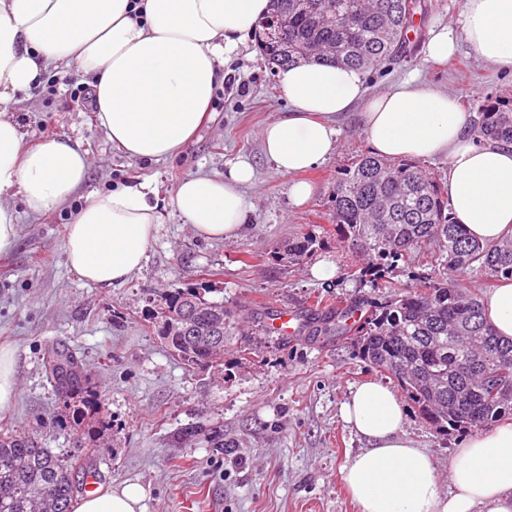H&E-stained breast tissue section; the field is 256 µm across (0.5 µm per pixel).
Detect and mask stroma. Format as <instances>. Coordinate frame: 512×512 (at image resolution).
<instances>
[{
  "instance_id": "stroma-1",
  "label": "stroma",
  "mask_w": 512,
  "mask_h": 512,
  "mask_svg": "<svg viewBox=\"0 0 512 512\" xmlns=\"http://www.w3.org/2000/svg\"><path fill=\"white\" fill-rule=\"evenodd\" d=\"M465 0H421L412 56L367 75L377 93L416 75L454 96L477 117L487 98L512 104V73L492 67L468 44L444 63L427 60L431 28L459 20ZM216 88L214 115L178 157L126 158L95 122L94 109L69 108L81 81L73 70L49 69L43 86L20 97L13 113L25 141L52 137L82 141L89 153L87 180L74 203L137 177L154 176L168 196L196 172L223 174L244 158L255 178L246 195L251 224L239 238H197L179 216L167 218L151 241L143 268L124 284L97 286L81 279L64 256L71 209L23 217L16 248L0 256V344L18 350V395L0 409V429L37 438L65 463L89 458L102 486L137 482L148 490L145 512H358L347 496L341 468L366 446L344 423L340 407L367 380L394 386L387 373L368 367L353 340L343 336L278 335L270 317L288 308L306 312L317 299L338 306L383 299L415 285L423 268L399 261L382 280L362 272L366 253L343 242L329 215L338 172L370 146L357 110L337 118L336 151L306 173L313 186L301 206L288 196L291 176L263 154L262 131L287 111L273 73L254 41L241 45ZM316 238L304 260H287L293 241ZM330 263L334 278L316 279L312 268ZM174 288L196 290L223 303L224 371L192 370L161 344L153 327L159 301ZM79 359L103 407V423L76 425L45 377L43 357L52 347ZM406 432L428 449L447 476L465 432H441L408 408ZM231 438L234 453L181 436L188 424Z\"/></svg>"
}]
</instances>
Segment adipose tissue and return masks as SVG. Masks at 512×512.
I'll return each mask as SVG.
<instances>
[{"instance_id":"adipose-tissue-1","label":"adipose tissue","mask_w":512,"mask_h":512,"mask_svg":"<svg viewBox=\"0 0 512 512\" xmlns=\"http://www.w3.org/2000/svg\"><path fill=\"white\" fill-rule=\"evenodd\" d=\"M268 0H0V254L14 250L21 212L42 215L68 205L84 185L88 152L81 141L24 143L10 110L54 66L74 69L91 88L95 121L127 158L176 156L207 118L224 64L252 32ZM464 34L484 59L512 71V0H465L458 26L431 30L428 56L445 60ZM289 112L262 132L267 158L292 175L337 149L334 120L365 101L370 148L388 159H448L444 187L455 223L470 237H512V146L473 135L456 98L416 79L365 95L361 71L311 61L279 71ZM254 178L249 161L224 175L184 178L159 199L143 178L95 193L73 213L64 252L68 265L100 286L123 284L147 259L166 214L201 238L235 239L247 227L242 192ZM22 207H15L14 197ZM344 422L367 442L341 471L359 512H512V422L467 436L441 487L427 449L404 428L406 407L386 385H359L341 407ZM143 485L100 487L72 512H143Z\"/></svg>"}]
</instances>
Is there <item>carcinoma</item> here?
I'll return each mask as SVG.
<instances>
[{"mask_svg":"<svg viewBox=\"0 0 512 512\" xmlns=\"http://www.w3.org/2000/svg\"><path fill=\"white\" fill-rule=\"evenodd\" d=\"M419 7V0H270L255 38L270 69L318 56L373 72L410 53L408 33ZM268 22L282 30L274 45L263 43ZM475 132L512 144V107L486 101ZM329 203L339 235L374 258L364 276L382 277L427 243L434 245L428 265L443 276H421L420 286L367 303L358 322H349L342 309L311 310L306 328L352 337L369 366L394 376L419 413L441 429L486 427L512 416V394L490 389L485 379L495 365L512 385V339L496 334L479 294L464 286L473 272L489 284L512 280V238L498 244L472 239L453 222L441 184L415 161L360 155L336 178ZM313 242L304 236L289 244L288 257L307 255ZM217 324H224V303L176 288L164 300L158 336L183 365L216 369L224 366V345L210 340ZM44 368L76 420L101 414L82 363L70 351L51 349ZM181 434L202 436L227 453L236 447L224 434L194 423ZM75 473V466L36 439L0 432V512H71L80 491Z\"/></svg>","mask_w":512,"mask_h":512,"instance_id":"obj_1","label":"carcinoma"}]
</instances>
